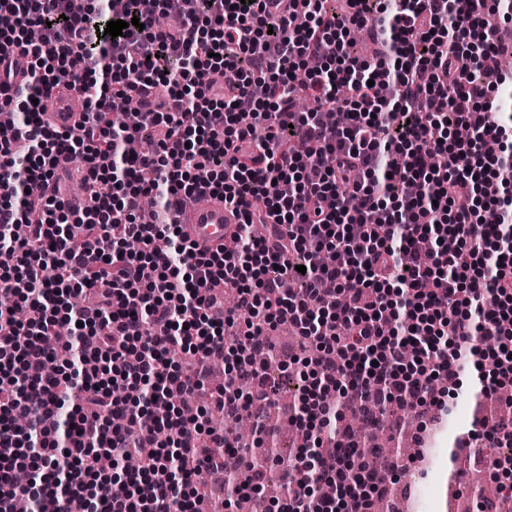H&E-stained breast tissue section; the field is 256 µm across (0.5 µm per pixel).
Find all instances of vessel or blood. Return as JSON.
<instances>
[{
    "label": "vessel or blood",
    "instance_id": "1",
    "mask_svg": "<svg viewBox=\"0 0 512 512\" xmlns=\"http://www.w3.org/2000/svg\"><path fill=\"white\" fill-rule=\"evenodd\" d=\"M77 94L66 84H59L53 93V109L47 120L53 127L66 130L72 128L78 118L74 109ZM184 235L198 249L214 251L223 248L224 241L236 231L238 219L225 208L223 200L206 198L204 202L188 204L180 213Z\"/></svg>",
    "mask_w": 512,
    "mask_h": 512
}]
</instances>
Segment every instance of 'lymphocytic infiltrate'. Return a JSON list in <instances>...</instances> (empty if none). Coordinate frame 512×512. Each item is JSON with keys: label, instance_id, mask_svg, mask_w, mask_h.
<instances>
[{"label": "lymphocytic infiltrate", "instance_id": "f902f5d3", "mask_svg": "<svg viewBox=\"0 0 512 512\" xmlns=\"http://www.w3.org/2000/svg\"><path fill=\"white\" fill-rule=\"evenodd\" d=\"M326 2L287 0L271 24L266 0H183L176 18L166 0H0V105L16 117L0 293L41 312L0 310V512L21 497L33 512H196L194 478L216 467L230 495L256 494L264 470L236 482L239 448L206 414L276 396L255 356L282 326L317 401L292 417L304 442L279 512H371L386 492V475L344 465L341 448L363 450L337 432L343 408L373 426L393 406L441 410L471 369L484 396L512 388V115L484 22H511L512 0ZM112 20L122 36L105 35ZM355 26L372 58L351 55ZM17 53L31 83L15 89ZM63 82L85 108L59 131L41 102ZM122 96L140 105L127 125L106 118ZM63 159L103 187L96 208L67 205ZM207 195L239 210L237 250L203 254L179 232ZM335 250L348 261L323 264ZM215 280L233 296L220 318ZM215 356L210 408L156 417L170 389L193 400Z\"/></svg>", "mask_w": 512, "mask_h": 512}]
</instances>
